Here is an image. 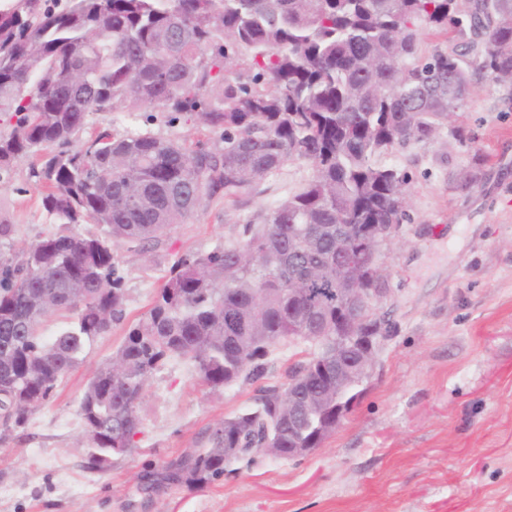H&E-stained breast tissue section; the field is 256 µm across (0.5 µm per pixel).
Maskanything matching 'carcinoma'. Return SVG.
Segmentation results:
<instances>
[{"label":"carcinoma","instance_id":"1","mask_svg":"<svg viewBox=\"0 0 512 512\" xmlns=\"http://www.w3.org/2000/svg\"><path fill=\"white\" fill-rule=\"evenodd\" d=\"M453 24L464 47L422 55L418 24ZM477 58L467 60L469 52ZM512 86V0H11L0 7V173L34 156L29 176L60 224L104 234H50L0 257V426L27 420L22 392L46 403L80 355L125 319L114 247L163 243L199 208L237 200L289 161L311 166L302 189L246 224L234 245L182 258L153 306L100 366L78 407L95 421L89 468L105 471L113 442L135 447L149 378L175 357L213 390L258 384L253 403L205 432L202 447L149 471L150 484L204 488L224 476V449L250 456L311 439L336 401L318 336L392 335L373 311L341 323L337 290L350 272L336 251L361 246L371 224H400L406 178L378 158L434 141L472 93L470 68ZM457 91L448 94V80ZM152 107L190 113L223 146L151 130H98L93 112ZM305 281L299 296L289 280ZM365 286L387 281L366 267ZM73 319L50 341L41 322ZM301 315L305 329L288 324ZM300 336L310 349L287 382L260 383L271 348ZM123 371L113 374V362Z\"/></svg>","mask_w":512,"mask_h":512}]
</instances>
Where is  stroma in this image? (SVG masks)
Returning <instances> with one entry per match:
<instances>
[{
	"mask_svg": "<svg viewBox=\"0 0 512 512\" xmlns=\"http://www.w3.org/2000/svg\"><path fill=\"white\" fill-rule=\"evenodd\" d=\"M451 122L464 141L445 129L389 158L407 179L406 217L383 258L390 292L381 309L395 331L375 379L318 451L241 459L202 489H145L147 471L200 447L209 426L252 402V386L212 390L184 359L149 379L137 446L106 472L86 466L77 413L177 261L235 244L244 225L262 223L311 177L295 161L237 200L198 209L158 248H115L125 320L0 439V512H512V89L476 75ZM30 163L18 160L0 180V214L12 227L0 238L5 255L57 229Z\"/></svg>",
	"mask_w": 512,
	"mask_h": 512,
	"instance_id": "35a3bbf8",
	"label": "stroma"
}]
</instances>
